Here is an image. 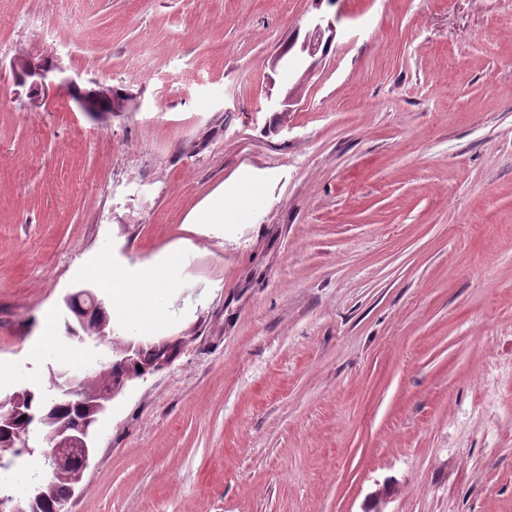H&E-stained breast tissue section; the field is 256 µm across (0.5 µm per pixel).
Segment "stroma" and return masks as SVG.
<instances>
[{
    "label": "stroma",
    "mask_w": 512,
    "mask_h": 512,
    "mask_svg": "<svg viewBox=\"0 0 512 512\" xmlns=\"http://www.w3.org/2000/svg\"><path fill=\"white\" fill-rule=\"evenodd\" d=\"M22 52L125 111L29 97ZM80 286L179 352L67 512H512V0H0L10 389L74 356ZM96 87L91 90V95L87 93L77 99L78 103L85 112H122L121 106L111 107L110 109L103 110L99 107V101L109 100L112 102V87L106 86L98 81L93 83Z\"/></svg>",
    "instance_id": "35a3bbf8"
}]
</instances>
